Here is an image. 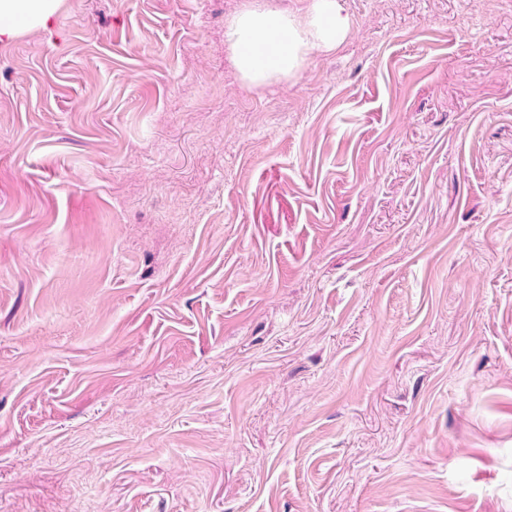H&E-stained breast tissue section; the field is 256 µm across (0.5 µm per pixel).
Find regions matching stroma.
Segmentation results:
<instances>
[{"label":"stroma","instance_id":"35a3bbf8","mask_svg":"<svg viewBox=\"0 0 512 512\" xmlns=\"http://www.w3.org/2000/svg\"><path fill=\"white\" fill-rule=\"evenodd\" d=\"M337 2L0 45V512H512V0ZM337 0H313L306 15L297 19L286 12L247 9L227 24L225 37L241 77L261 86L273 78L293 75L307 52L336 48L348 29ZM268 47L259 58L256 48Z\"/></svg>","mask_w":512,"mask_h":512}]
</instances>
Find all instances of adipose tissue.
<instances>
[{"label":"adipose tissue","mask_w":512,"mask_h":512,"mask_svg":"<svg viewBox=\"0 0 512 512\" xmlns=\"http://www.w3.org/2000/svg\"><path fill=\"white\" fill-rule=\"evenodd\" d=\"M62 0H0V45L51 24ZM348 20L336 0H312L303 18L285 12L247 9L233 17L225 37L234 64L250 85L293 75L307 52L329 51L344 38Z\"/></svg>","instance_id":"ef3b65f1"}]
</instances>
